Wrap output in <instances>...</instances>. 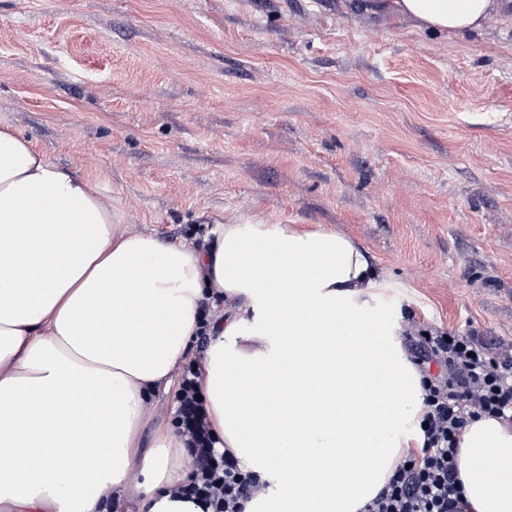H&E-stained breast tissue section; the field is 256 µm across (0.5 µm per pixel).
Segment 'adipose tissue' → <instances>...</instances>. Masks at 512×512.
Returning a JSON list of instances; mask_svg holds the SVG:
<instances>
[{
    "mask_svg": "<svg viewBox=\"0 0 512 512\" xmlns=\"http://www.w3.org/2000/svg\"><path fill=\"white\" fill-rule=\"evenodd\" d=\"M384 8L445 36L512 22V0ZM393 288L325 226L218 222L199 247L129 233L97 185L0 129V512H124L133 495L139 512H203L177 497V425L145 449L139 435L216 296L208 420L274 489L243 512H362L423 446ZM456 463L469 512H512V421L469 422Z\"/></svg>",
    "mask_w": 512,
    "mask_h": 512,
    "instance_id": "ef3b65f1",
    "label": "adipose tissue"
}]
</instances>
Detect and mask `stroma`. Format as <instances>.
<instances>
[{"instance_id":"stroma-1","label":"stroma","mask_w":512,"mask_h":512,"mask_svg":"<svg viewBox=\"0 0 512 512\" xmlns=\"http://www.w3.org/2000/svg\"><path fill=\"white\" fill-rule=\"evenodd\" d=\"M369 6L0 0V127L97 184L134 232L336 227L396 283L405 330L499 357L512 25L443 37Z\"/></svg>"}]
</instances>
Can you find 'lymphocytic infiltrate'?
Here are the masks:
<instances>
[{
	"instance_id": "1",
	"label": "lymphocytic infiltrate",
	"mask_w": 512,
	"mask_h": 512,
	"mask_svg": "<svg viewBox=\"0 0 512 512\" xmlns=\"http://www.w3.org/2000/svg\"><path fill=\"white\" fill-rule=\"evenodd\" d=\"M409 343L417 365L434 362L441 368L439 375L424 378V443L395 463L364 512H464L456 470L458 436L481 415H512V355L490 358L477 337L444 331L425 332ZM199 377L195 364L183 366L177 414L191 474L179 492L207 503L213 512H241L244 501L265 494L266 485L231 451L216 448Z\"/></svg>"
}]
</instances>
